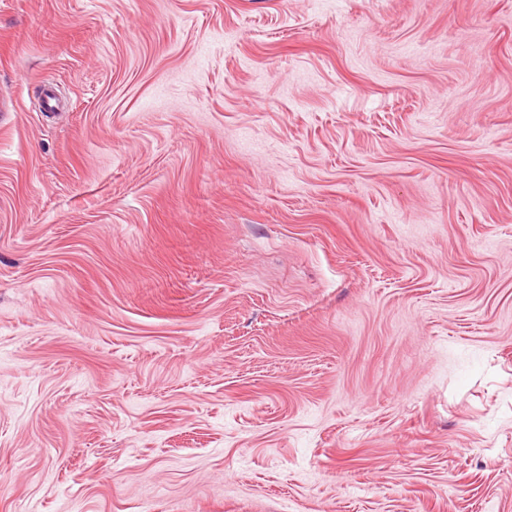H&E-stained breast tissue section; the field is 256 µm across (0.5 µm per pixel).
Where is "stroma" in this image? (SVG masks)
Wrapping results in <instances>:
<instances>
[{
	"label": "stroma",
	"instance_id": "obj_1",
	"mask_svg": "<svg viewBox=\"0 0 512 512\" xmlns=\"http://www.w3.org/2000/svg\"><path fill=\"white\" fill-rule=\"evenodd\" d=\"M0 106V512H512V0H0Z\"/></svg>",
	"mask_w": 512,
	"mask_h": 512
}]
</instances>
